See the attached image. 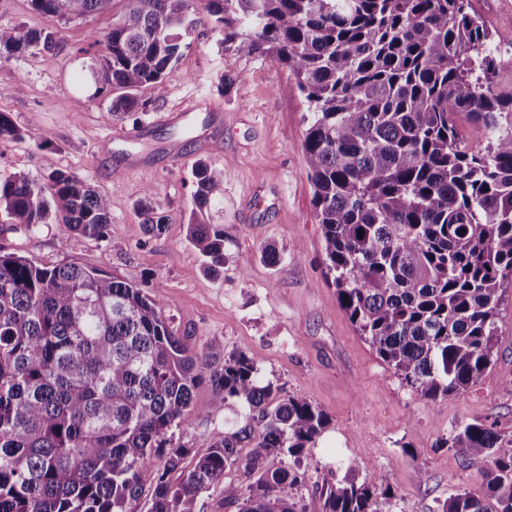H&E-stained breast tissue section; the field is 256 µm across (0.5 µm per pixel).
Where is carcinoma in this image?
Wrapping results in <instances>:
<instances>
[{"label":"carcinoma","instance_id":"1","mask_svg":"<svg viewBox=\"0 0 512 512\" xmlns=\"http://www.w3.org/2000/svg\"><path fill=\"white\" fill-rule=\"evenodd\" d=\"M114 0H31L50 21L110 11ZM206 28L241 54L288 68L308 103L304 151L323 228L327 272L350 322L394 375L423 399L455 400L494 362L502 288L512 282V84L472 0H125L102 49L109 118L158 91ZM59 31L0 27V48L49 49ZM482 129L473 147L458 131ZM189 237L206 270H224L223 174L201 162ZM50 184L0 175L8 229L54 216L61 245L105 240L109 199L77 175ZM148 233L168 215L146 201ZM363 238H358V231ZM211 384L215 410H245L207 453L169 432L188 422L195 389ZM328 424L305 398H280L245 355L213 367L174 332L160 294L75 263L44 267L0 250V512H194L200 493L241 463L246 482L224 484L236 512H305L288 495L304 480L305 448ZM472 422L441 445L474 463L492 459L487 492H458L442 512H512V454ZM248 452L241 454V449ZM293 459V464L285 458ZM324 512H384L382 475L322 492Z\"/></svg>","mask_w":512,"mask_h":512}]
</instances>
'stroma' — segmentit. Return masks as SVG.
Returning a JSON list of instances; mask_svg holds the SVG:
<instances>
[{"label":"stroma","instance_id":"35a3bbf8","mask_svg":"<svg viewBox=\"0 0 512 512\" xmlns=\"http://www.w3.org/2000/svg\"><path fill=\"white\" fill-rule=\"evenodd\" d=\"M52 24L30 0H0V26L38 32ZM53 25L56 47L0 58V112L23 134L0 140V174L44 182L75 173L109 198L111 233L105 242L79 237L64 246L50 223L0 232V250L161 291L177 335L213 349L216 365L245 354L280 395H301L321 409L328 425L304 450L306 479L291 491L306 512H323V490L352 476L357 458L383 475L390 512H441L458 491L483 495L488 463H468L440 441L473 421L512 437V286L482 382L456 400L420 398L354 329L326 276L304 155L308 106L292 73L261 54L221 50L206 33L162 91L141 88L139 110L113 121L111 93L90 79L102 63L91 36L109 31L111 13ZM201 161L224 174V202L211 212L224 227L217 277L187 239ZM148 195L169 217L156 237L139 216ZM271 250L281 264L270 262ZM192 410L173 442L200 456L235 415L214 409L207 383L195 390Z\"/></svg>","mask_w":512,"mask_h":512}]
</instances>
